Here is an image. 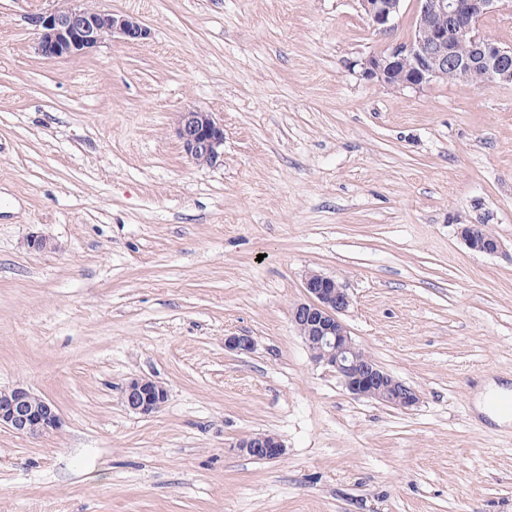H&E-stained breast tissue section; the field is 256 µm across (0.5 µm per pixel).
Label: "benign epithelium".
Wrapping results in <instances>:
<instances>
[{
    "mask_svg": "<svg viewBox=\"0 0 512 512\" xmlns=\"http://www.w3.org/2000/svg\"><path fill=\"white\" fill-rule=\"evenodd\" d=\"M403 0H358L360 12L371 28L388 32L399 16ZM503 0H416L411 35L390 44L383 52L361 63L362 75L393 88H420L448 70L464 77L474 69L483 72L487 84L512 85V46H506L479 32V22L499 8ZM28 22L38 35L37 52L47 61L82 56L107 38L121 36L142 44L150 31L137 18L91 8L83 0L70 6L33 12ZM469 45L462 56L457 46ZM176 134L186 158L194 164L216 165L224 158V125L213 113L202 110L182 112ZM481 220L461 227L466 246L475 252L496 255L502 251L498 238L480 232ZM306 299L294 304L290 321L305 342L312 360L330 367L344 388L356 398L377 400L410 410L420 403L412 386L395 378L360 347L340 315L351 305L347 290L333 277L312 272L303 281ZM255 340L248 334L224 337V349L250 353ZM168 401L167 390L146 378L131 379L123 390L125 407L143 416L160 410ZM62 426L53 402L34 394L24 385L0 390V428L24 437L54 433ZM234 448L253 457L271 460L285 448L273 434H256L235 443Z\"/></svg>",
    "mask_w": 512,
    "mask_h": 512,
    "instance_id": "benign-epithelium-1",
    "label": "benign epithelium"
}]
</instances>
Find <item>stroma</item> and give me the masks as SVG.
I'll return each instance as SVG.
<instances>
[{
	"instance_id": "35a3bbf8",
	"label": "stroma",
	"mask_w": 512,
	"mask_h": 512,
	"mask_svg": "<svg viewBox=\"0 0 512 512\" xmlns=\"http://www.w3.org/2000/svg\"><path fill=\"white\" fill-rule=\"evenodd\" d=\"M86 2L150 39L49 62L27 16L61 0H0V389L63 421L0 428V512H512V423L477 409L512 386V86L365 79L414 0L386 34L357 0ZM192 109L221 165L184 156ZM483 217L494 256L458 233ZM311 271L416 408L313 362L289 319ZM134 376L162 410L125 409ZM258 433L284 455L232 450ZM176 134L190 162L212 166L224 159V125L213 113L197 109L181 112ZM167 401V390L151 379L132 378L123 390V403L125 407L143 416L157 412ZM61 426L54 403L34 394L28 387L16 385L0 390V428L35 438L57 432Z\"/></svg>"
}]
</instances>
